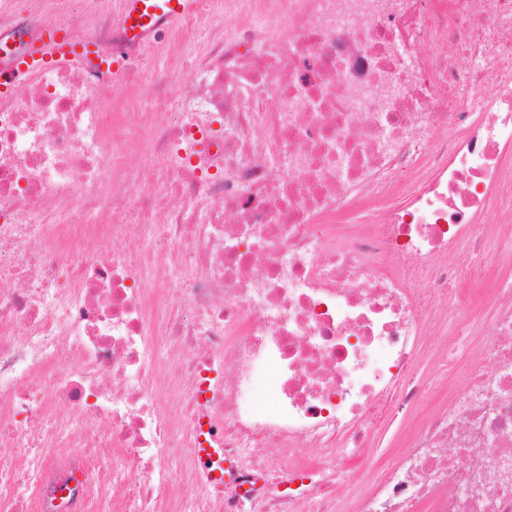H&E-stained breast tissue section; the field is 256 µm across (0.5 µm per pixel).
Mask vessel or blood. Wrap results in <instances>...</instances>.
<instances>
[{
    "mask_svg": "<svg viewBox=\"0 0 512 512\" xmlns=\"http://www.w3.org/2000/svg\"><path fill=\"white\" fill-rule=\"evenodd\" d=\"M196 5L197 0H122L128 36L136 46L149 45V37L156 28L186 16ZM75 53L76 44L63 29H45L39 41L28 44L24 55L10 58L8 65L0 68V95L12 93L33 70ZM80 56L91 65L99 62L98 54L92 51Z\"/></svg>",
    "mask_w": 512,
    "mask_h": 512,
    "instance_id": "1",
    "label": "vessel or blood"
}]
</instances>
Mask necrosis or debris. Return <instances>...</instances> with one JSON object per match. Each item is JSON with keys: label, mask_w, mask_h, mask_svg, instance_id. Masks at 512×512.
<instances>
[{"label": "necrosis or debris", "mask_w": 512, "mask_h": 512, "mask_svg": "<svg viewBox=\"0 0 512 512\" xmlns=\"http://www.w3.org/2000/svg\"><path fill=\"white\" fill-rule=\"evenodd\" d=\"M189 46L151 112L133 50L0 97V512H346L433 318L480 351L355 512H512V274L471 264H512V0H201Z\"/></svg>", "instance_id": "1"}]
</instances>
